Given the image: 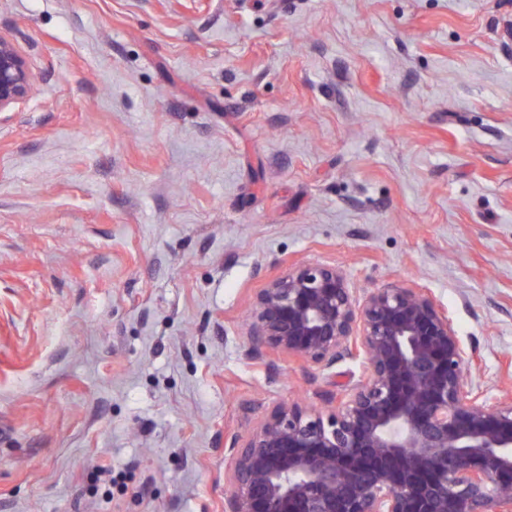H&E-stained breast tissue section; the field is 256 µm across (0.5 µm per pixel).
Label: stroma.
<instances>
[{
	"mask_svg": "<svg viewBox=\"0 0 512 512\" xmlns=\"http://www.w3.org/2000/svg\"><path fill=\"white\" fill-rule=\"evenodd\" d=\"M511 25L512 0H0L35 79L0 112V512H224L225 435L359 373L251 358L299 261L430 289L511 392Z\"/></svg>",
	"mask_w": 512,
	"mask_h": 512,
	"instance_id": "obj_1",
	"label": "stroma"
}]
</instances>
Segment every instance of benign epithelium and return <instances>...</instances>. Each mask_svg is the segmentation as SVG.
Listing matches in <instances>:
<instances>
[{
  "label": "benign epithelium",
  "instance_id": "benign-epithelium-1",
  "mask_svg": "<svg viewBox=\"0 0 512 512\" xmlns=\"http://www.w3.org/2000/svg\"><path fill=\"white\" fill-rule=\"evenodd\" d=\"M34 91L0 33V112ZM250 354L361 369L323 406L280 402L224 439V512H512V394L471 380L476 351L422 288L365 296L339 267L300 262L256 295Z\"/></svg>",
  "mask_w": 512,
  "mask_h": 512
}]
</instances>
